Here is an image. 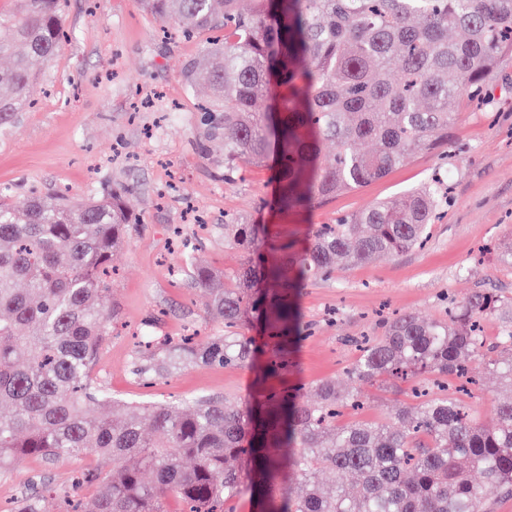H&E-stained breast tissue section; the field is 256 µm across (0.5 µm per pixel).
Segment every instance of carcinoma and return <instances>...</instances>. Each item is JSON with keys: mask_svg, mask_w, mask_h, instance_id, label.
Listing matches in <instances>:
<instances>
[{"mask_svg": "<svg viewBox=\"0 0 512 512\" xmlns=\"http://www.w3.org/2000/svg\"><path fill=\"white\" fill-rule=\"evenodd\" d=\"M141 3L188 36L224 26V40L205 45L206 62L190 61L184 79L207 93L201 111L223 113L206 137L224 143V169L275 156L286 210L359 189L448 145L458 102L482 91L512 53V0H252L249 14L238 0ZM59 6L22 0L19 14L0 19V58L8 60L0 128L35 103L37 75L63 36ZM452 30L461 37L449 38ZM267 95L276 111H257ZM357 140L377 148L358 152ZM325 142L336 144L328 167L318 163ZM446 201L447 184L431 177L322 225L297 258L246 261L222 288L214 287L218 272L185 256L224 334L174 343L148 332L153 351L132 374L146 382L177 366L246 364L253 342L237 329L253 321L275 339L279 361L269 371L288 369L299 330L290 270L315 280L340 262L420 247ZM135 223L115 191L71 202L37 192L11 201L0 190V405L9 408L0 417V473L29 457L112 460L106 475L85 465L75 487L96 484L99 493L88 501L65 493L59 512H236L246 493L254 512H485L488 495L512 496V399L488 428L449 383L477 357L512 387L511 301L476 292L445 319L404 314L360 346L354 381L408 384L412 402L395 408L399 427L343 421L362 403L333 380L318 384L313 403L286 386L246 405L220 395L127 402L93 369L116 314L112 253ZM263 232L241 219L224 225V242L255 253ZM497 316L498 335L483 336L482 322ZM111 406L129 410L123 424L112 423ZM42 497L30 488L12 512H41Z\"/></svg>", "mask_w": 512, "mask_h": 512, "instance_id": "1", "label": "carcinoma"}]
</instances>
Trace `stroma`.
I'll list each match as a JSON object with an SVG mask.
<instances>
[{
  "mask_svg": "<svg viewBox=\"0 0 512 512\" xmlns=\"http://www.w3.org/2000/svg\"><path fill=\"white\" fill-rule=\"evenodd\" d=\"M68 38L46 64L35 87L36 104L0 129V184L20 199L30 190L73 198L120 190L138 219L128 244L114 254L111 282L117 322L104 342L95 375L129 401L219 394L247 403L288 385L313 397L316 384L347 388L354 342L372 333L379 314L440 318L445 298L486 290L512 298V267L500 246L512 242V55L504 56L483 102L463 109L448 149L450 202L424 247L375 257L304 282L293 295L300 338L288 369L268 374L275 350L266 340L252 363L190 366L154 384L136 382L134 335L152 328L177 337L186 330L219 336L206 295L179 276L183 264L170 231L194 236L197 261L232 274L248 255L224 243V218L243 215L261 224L266 260L300 255L316 229L353 216L372 203L416 187L439 162L425 152L353 192L318 200L301 210L276 204L273 166L239 162L224 179V145L204 140L197 102L183 77L200 46L147 14L137 0H62ZM466 401L478 421L493 426L499 405L512 396L478 361ZM76 462L28 458L0 476V504L25 488L51 483L70 488Z\"/></svg>",
  "mask_w": 512,
  "mask_h": 512,
  "instance_id": "obj_1",
  "label": "stroma"
}]
</instances>
